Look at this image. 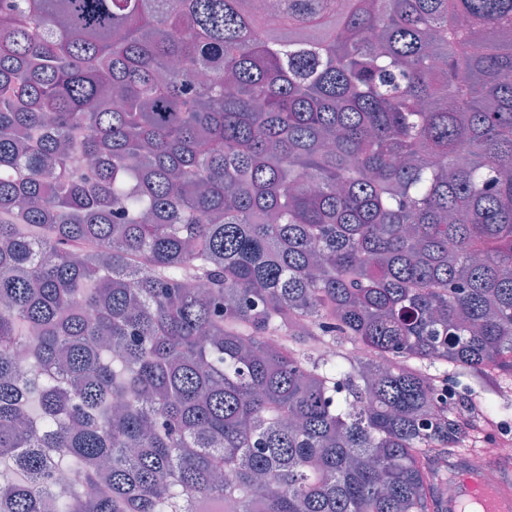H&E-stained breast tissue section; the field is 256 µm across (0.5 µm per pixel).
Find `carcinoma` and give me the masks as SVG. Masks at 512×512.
Returning <instances> with one entry per match:
<instances>
[{"label":"carcinoma","instance_id":"carcinoma-1","mask_svg":"<svg viewBox=\"0 0 512 512\" xmlns=\"http://www.w3.org/2000/svg\"><path fill=\"white\" fill-rule=\"evenodd\" d=\"M450 375L500 421L512 0H0V512H443Z\"/></svg>","mask_w":512,"mask_h":512}]
</instances>
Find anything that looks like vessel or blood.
<instances>
[{"label":"vessel or blood","instance_id":"1","mask_svg":"<svg viewBox=\"0 0 512 512\" xmlns=\"http://www.w3.org/2000/svg\"><path fill=\"white\" fill-rule=\"evenodd\" d=\"M443 508L445 512H512V470L501 473L493 485L483 484L476 473L461 474Z\"/></svg>","mask_w":512,"mask_h":512}]
</instances>
